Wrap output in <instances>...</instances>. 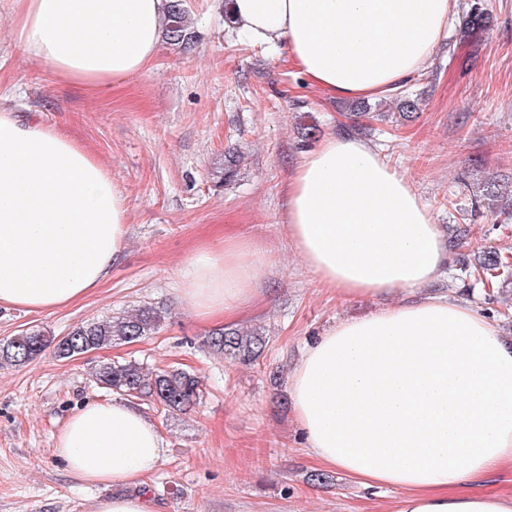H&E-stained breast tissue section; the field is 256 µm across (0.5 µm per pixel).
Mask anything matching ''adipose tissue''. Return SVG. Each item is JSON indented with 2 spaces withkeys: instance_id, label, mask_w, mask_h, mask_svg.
Returning a JSON list of instances; mask_svg holds the SVG:
<instances>
[{
  "instance_id": "obj_1",
  "label": "adipose tissue",
  "mask_w": 512,
  "mask_h": 512,
  "mask_svg": "<svg viewBox=\"0 0 512 512\" xmlns=\"http://www.w3.org/2000/svg\"><path fill=\"white\" fill-rule=\"evenodd\" d=\"M172 0H9L0 26L68 85L104 91L144 73ZM457 0H232L239 35L285 53L339 99L383 96L417 76L448 35ZM128 210L107 168L66 134L0 108V304L51 312L101 286L124 249ZM288 240L323 287L382 299L309 344L288 379L313 459L390 512H512V498L459 493L512 468V337L472 303L433 291L448 238L409 179L365 141L331 135L307 151L286 191ZM262 254L225 240L178 276L203 321L250 306ZM135 407L73 414L54 453L70 474L112 486L95 512H156L142 483L164 454Z\"/></svg>"
}]
</instances>
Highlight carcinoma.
<instances>
[{
  "instance_id": "cac0c4a2",
  "label": "carcinoma",
  "mask_w": 512,
  "mask_h": 512,
  "mask_svg": "<svg viewBox=\"0 0 512 512\" xmlns=\"http://www.w3.org/2000/svg\"><path fill=\"white\" fill-rule=\"evenodd\" d=\"M468 30L474 37L489 23L481 0H471L468 9ZM166 36L169 44L186 50L191 47L194 31L181 0H173L168 16ZM398 114L407 119L417 111L418 100L407 90L395 93ZM162 311L156 307H144L135 314L90 322L74 327L66 336L57 338L39 332H23L0 345V362L24 366L53 349L59 359L102 349L116 340H138L156 329L162 322ZM207 348L242 364L260 359L267 346L266 337L258 333H244L238 329H219L206 339ZM101 387L135 398H147L170 413H183L191 409L202 393L201 381L193 372L183 368L147 373L136 362L104 363L95 373Z\"/></svg>"
}]
</instances>
